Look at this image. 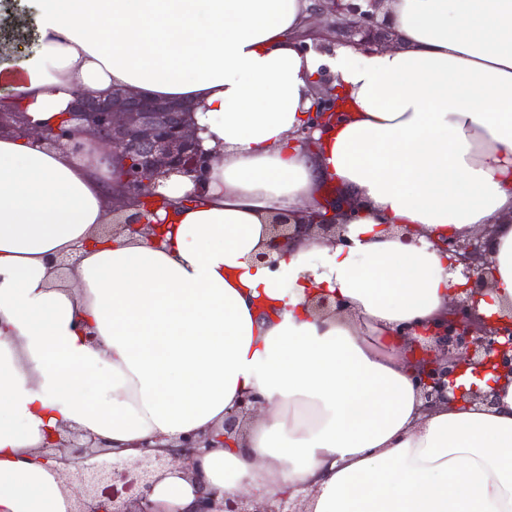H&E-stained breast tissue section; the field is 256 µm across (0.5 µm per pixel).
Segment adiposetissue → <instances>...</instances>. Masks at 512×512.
<instances>
[{
  "mask_svg": "<svg viewBox=\"0 0 512 512\" xmlns=\"http://www.w3.org/2000/svg\"><path fill=\"white\" fill-rule=\"evenodd\" d=\"M34 54L0 65V113L61 124L76 93L191 101L205 186L163 172L147 234L93 245L119 204L102 149L0 132V512H75L76 463L42 459L73 429L140 457L221 427L245 434L160 472L163 512L196 486L281 490L307 512H512V382L427 410L396 329L448 311L461 284L435 239L485 230V314L512 317V0H389L398 44L300 50L307 0H33ZM335 121L300 132L321 68ZM336 185L346 243L260 260L280 213ZM411 227L402 242L399 226ZM73 260L70 268L62 259ZM345 311L317 312L321 295Z\"/></svg>",
  "mask_w": 512,
  "mask_h": 512,
  "instance_id": "adipose-tissue-1",
  "label": "adipose tissue"
}]
</instances>
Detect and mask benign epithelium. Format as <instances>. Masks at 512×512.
<instances>
[{
  "label": "benign epithelium",
  "mask_w": 512,
  "mask_h": 512,
  "mask_svg": "<svg viewBox=\"0 0 512 512\" xmlns=\"http://www.w3.org/2000/svg\"><path fill=\"white\" fill-rule=\"evenodd\" d=\"M324 6L315 11L319 16L335 19L336 28H344L349 36H359L354 45L363 50L397 42L391 32L388 17L378 19L387 0H323ZM316 102L310 121L303 129L311 138L321 125L323 116L336 107V88L315 95ZM191 106L183 101L149 98L126 89H115L101 98L86 92L76 95L68 110V119L75 126L68 133L56 134L55 140L70 139L75 134L88 133L104 148V156L125 158L127 175L123 191L140 202L157 198L155 177L165 171L182 173L200 182L209 168L210 156L204 152L188 121ZM151 228L139 210L128 215L121 224H105L98 234L109 239L117 233L143 234ZM271 245L281 252L296 237L313 232L328 241L344 240L343 225L323 220L318 224H295L292 215H277L269 225ZM435 246L455 257L464 266L466 284L453 288L449 296L448 319L430 326L425 334L431 344L420 350L415 382L430 410L448 402V391H457L456 379L471 367L480 375L488 369L501 379H512V320L505 323L496 318L485 319L477 313L479 301L488 298L491 286V261L483 253V236L465 241L446 239ZM263 407L262 399L254 394L242 396L224 414V432L190 434L164 457L143 453L134 462L107 457V444L85 438L68 430L55 434L51 449L66 452L80 463V484L75 488L78 512H162L151 499L157 473L176 466L186 474L194 471L195 456L202 448L224 445L230 435L238 432L240 422ZM193 512H298L292 509L291 493L287 490L258 502L249 497H218L217 493H200Z\"/></svg>",
  "instance_id": "1"
}]
</instances>
